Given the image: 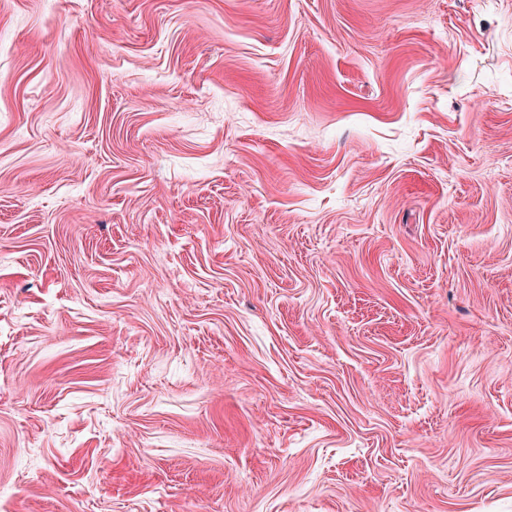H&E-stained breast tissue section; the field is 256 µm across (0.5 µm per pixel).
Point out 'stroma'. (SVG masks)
I'll use <instances>...</instances> for the list:
<instances>
[{
    "mask_svg": "<svg viewBox=\"0 0 512 512\" xmlns=\"http://www.w3.org/2000/svg\"><path fill=\"white\" fill-rule=\"evenodd\" d=\"M0 512H512V0H0Z\"/></svg>",
    "mask_w": 512,
    "mask_h": 512,
    "instance_id": "stroma-1",
    "label": "stroma"
}]
</instances>
